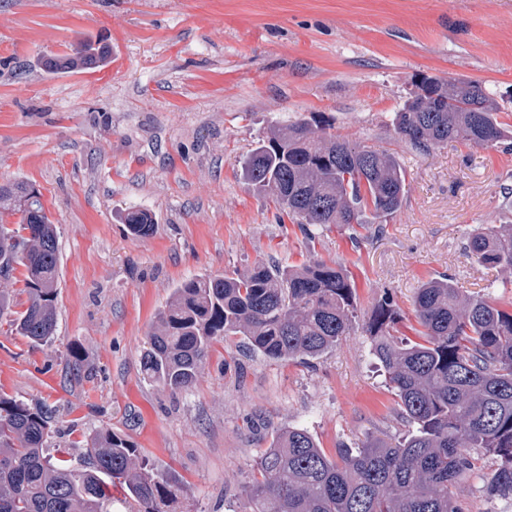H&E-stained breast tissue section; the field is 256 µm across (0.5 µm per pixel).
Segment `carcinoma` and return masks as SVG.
Here are the masks:
<instances>
[{
	"instance_id": "obj_1",
	"label": "carcinoma",
	"mask_w": 512,
	"mask_h": 512,
	"mask_svg": "<svg viewBox=\"0 0 512 512\" xmlns=\"http://www.w3.org/2000/svg\"><path fill=\"white\" fill-rule=\"evenodd\" d=\"M110 50L88 40L48 63L52 71L93 70ZM482 83L424 77L394 113L398 139L420 154L450 142L512 151V125ZM247 179L292 223L386 224L403 204L405 171L386 150L350 142L297 119L269 129L244 160ZM128 232H155L153 215L120 213ZM480 265L512 272V223L472 234ZM57 228L42 199L0 202V319L33 346L55 338ZM23 283L21 310L7 283ZM356 284L322 260L297 267L274 261L173 288L141 355L144 379L172 391L198 379L213 344L239 336L265 359H318L351 334ZM413 337L396 335L400 313L380 303L363 326L370 351L395 391L408 430L396 440L368 435L328 456L305 429L275 431L258 457L244 512H462L456 486L475 468L474 451L494 459L487 491L512 499V311L468 296L447 276L413 298ZM56 409L0 394V512H112L120 486L139 512H171L184 488L110 430L86 439L79 461L52 455Z\"/></svg>"
}]
</instances>
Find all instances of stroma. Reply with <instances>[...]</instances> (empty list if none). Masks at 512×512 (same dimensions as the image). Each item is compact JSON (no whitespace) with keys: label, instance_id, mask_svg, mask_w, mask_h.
I'll return each instance as SVG.
<instances>
[{"label":"stroma","instance_id":"obj_1","mask_svg":"<svg viewBox=\"0 0 512 512\" xmlns=\"http://www.w3.org/2000/svg\"><path fill=\"white\" fill-rule=\"evenodd\" d=\"M110 49L96 70L50 73L76 38ZM479 80L512 125V0H0V182L34 184L57 226L58 324L33 347L0 320V393L59 409L52 446L101 428L185 486L175 512H243L273 431L306 428L328 456L406 428L368 341L355 332L305 364L268 362L239 337L214 345L193 386L145 381L141 354L175 285L274 260L338 263L359 322L387 301L400 333L421 283L512 307V274L472 261L473 230L502 224L512 152L451 142L419 155L389 128L412 82ZM297 118L389 149L406 171L385 224L280 222L241 161ZM154 213L134 237L117 213ZM82 356L81 371L70 366ZM491 459L456 489L463 512H512L488 496Z\"/></svg>","mask_w":512,"mask_h":512}]
</instances>
